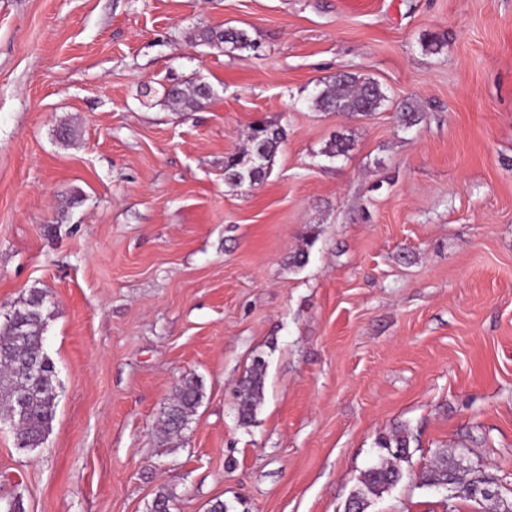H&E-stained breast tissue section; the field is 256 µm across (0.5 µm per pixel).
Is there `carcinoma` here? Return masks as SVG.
Segmentation results:
<instances>
[{
  "label": "carcinoma",
  "instance_id": "carcinoma-1",
  "mask_svg": "<svg viewBox=\"0 0 512 512\" xmlns=\"http://www.w3.org/2000/svg\"><path fill=\"white\" fill-rule=\"evenodd\" d=\"M192 40L222 52L256 50L257 45L248 31L238 28L214 27L200 30ZM165 98L180 112H194L203 102L212 98V89L205 83L176 84L165 91ZM389 97L381 85L371 78L343 75L332 84L318 90L311 98L312 107L321 112H345L370 115L379 110ZM284 139L278 126L262 124L250 127L248 148L239 157L231 155L224 160V181L232 186L250 185L264 181L270 164ZM52 317L51 305L40 290H33L23 300L22 308L14 311L0 324V419L10 423L16 444L21 449L42 447L52 428L56 414L57 375L54 363L44 349L45 331ZM38 361L43 371L38 376H27L28 364ZM27 384V410L17 412L15 402L19 384ZM265 362L253 361L248 375L238 385V414L242 423L251 422L264 396ZM202 399V386L193 377L187 378L164 412L163 433L179 436L188 426ZM410 433L398 427L382 437V454L378 461L365 470L351 494L348 509L365 512L371 499L389 492L401 481L400 461L408 452ZM453 477L459 488L458 497H467V486L477 481L478 475L466 480L459 475L457 459L445 452L436 456L422 473V485L429 488Z\"/></svg>",
  "mask_w": 512,
  "mask_h": 512
}]
</instances>
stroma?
Instances as JSON below:
<instances>
[{
  "label": "stroma",
  "mask_w": 512,
  "mask_h": 512,
  "mask_svg": "<svg viewBox=\"0 0 512 512\" xmlns=\"http://www.w3.org/2000/svg\"><path fill=\"white\" fill-rule=\"evenodd\" d=\"M218 25L259 50L192 42ZM346 74L386 106L316 111ZM175 81L213 97L174 111ZM257 119L286 133L270 175L228 185ZM34 289L56 415L31 452L0 424L1 506L150 512L165 486L171 512H346L399 426L366 512H485L421 485L442 451L512 500V0H0V318ZM265 362L253 361L248 375L238 385L237 400L239 419L243 424L250 423L264 396ZM202 397L201 384L195 378H186L164 412L163 433L169 438L179 436L196 413ZM410 442L411 436L405 427L395 428L382 437V454L375 464L362 473L359 484L351 494L348 512H365L372 498H379L397 486L403 477L399 463L405 458ZM355 509L357 511H350Z\"/></svg>",
  "instance_id": "obj_1"
}]
</instances>
